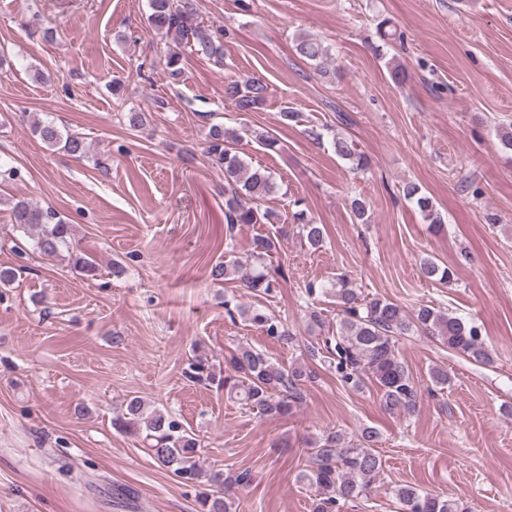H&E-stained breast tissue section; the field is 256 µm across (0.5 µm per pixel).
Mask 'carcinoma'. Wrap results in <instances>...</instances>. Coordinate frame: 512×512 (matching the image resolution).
<instances>
[{"instance_id": "1", "label": "carcinoma", "mask_w": 512, "mask_h": 512, "mask_svg": "<svg viewBox=\"0 0 512 512\" xmlns=\"http://www.w3.org/2000/svg\"><path fill=\"white\" fill-rule=\"evenodd\" d=\"M149 8L148 22L153 27L174 36L178 44L192 52L217 62L224 60L223 34L199 19L196 0H149ZM294 48L315 71L327 74L323 63L330 56L328 47L313 38L301 37ZM165 67L170 80H179L183 74L180 53L169 54ZM267 91V84L258 78L224 83V98L241 112L261 109ZM33 132L49 147L61 144L78 158L86 153L83 139L74 134L63 135L51 121L35 123ZM240 141L237 130L214 126L205 147L206 156L224 168V219L230 233L240 224L266 223L271 213L262 209L261 204L277 191L270 173L245 161L238 150ZM333 149L350 169L358 172L369 167L367 155L357 148L355 140L338 133L333 136ZM403 194L433 232L443 230L442 213L419 185L406 184ZM10 210L13 224L33 239L34 248L40 254L54 257L63 249H74L70 226L55 220L53 211L25 200L14 202ZM293 219L307 245L320 248L324 242V225L308 218L302 210L294 212ZM274 251L273 239L259 235L253 240L254 262L218 263L210 269L209 276L214 281L237 283L259 297H271L276 292L278 277L284 276L282 268L271 269ZM420 272L432 282L449 285L454 281V270L433 257L421 261ZM304 291L307 300L317 302L321 297H330L337 308L333 326L326 324L321 311H309L308 330L324 334L322 347L308 349L310 357L324 355L336 378L352 390L360 391L367 382H373L383 408L389 412L412 414L417 406V390L399 349L403 336L414 333L428 336L469 360L484 365L493 363L481 327L474 321L465 322L430 305L408 309L387 299L368 300L346 275L336 276L328 286L310 280ZM227 314L232 319L238 315L259 326L270 338L286 343L293 341L286 324L261 308L237 304ZM183 374L192 382L224 389L243 408L269 418L286 416L300 406L305 399V383L315 379V372L307 367H278L263 353L245 345L238 346L225 358L222 371L208 358L193 355ZM113 426L120 433L138 438L145 452L180 483L204 488L199 496L200 512H233V498L224 490L227 484L224 475L202 468L199 440L176 414L152 409L141 397L130 396ZM377 438L376 430L366 428L355 439L334 431L314 442L307 469L302 474L315 488L313 512H339L344 504L365 495L382 469L381 458L373 450ZM392 494L399 503V512H472L460 499L445 498L408 485L393 488Z\"/></svg>"}]
</instances>
